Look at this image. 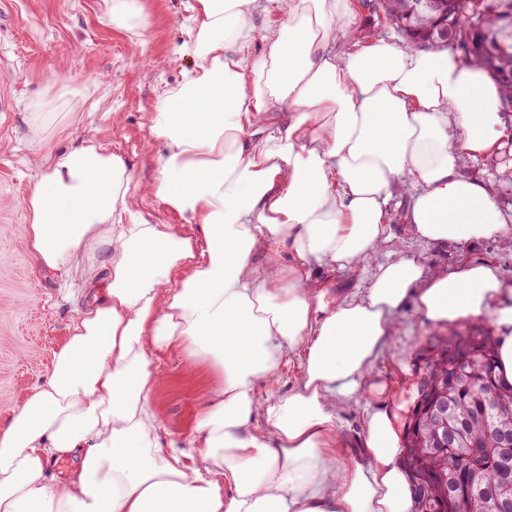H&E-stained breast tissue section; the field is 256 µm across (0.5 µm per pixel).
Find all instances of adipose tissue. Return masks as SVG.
<instances>
[{"mask_svg":"<svg viewBox=\"0 0 512 512\" xmlns=\"http://www.w3.org/2000/svg\"><path fill=\"white\" fill-rule=\"evenodd\" d=\"M103 4L142 45L137 0ZM270 9L277 20L256 22ZM180 52L193 65L150 114L167 153L149 184L97 141L48 150L72 106L64 96L30 106L40 164L21 234L39 265L97 294L0 428V512H413L393 419L370 415L364 458L347 465L337 408L409 302L437 327L493 316L512 384V279L484 262L432 273L387 261L364 293L317 317L303 266H363L390 238L397 191L426 243L512 242L492 184L456 171L459 154L512 141L503 88L442 49L360 44L347 0H196ZM138 195L182 226L152 223L132 207ZM173 348L217 358L224 374L184 445L161 442L155 409V358ZM288 348L304 358L293 389L261 393ZM62 457L74 477L47 481Z\"/></svg>","mask_w":512,"mask_h":512,"instance_id":"1","label":"adipose tissue"}]
</instances>
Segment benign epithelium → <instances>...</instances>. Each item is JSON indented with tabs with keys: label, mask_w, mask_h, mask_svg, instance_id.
I'll return each mask as SVG.
<instances>
[{
	"label": "benign epithelium",
	"mask_w": 512,
	"mask_h": 512,
	"mask_svg": "<svg viewBox=\"0 0 512 512\" xmlns=\"http://www.w3.org/2000/svg\"><path fill=\"white\" fill-rule=\"evenodd\" d=\"M477 13L469 30L460 31L451 24L455 0H403L395 11L404 17L402 27L407 39L422 48L445 44L459 50L462 55H476L483 66L499 81L512 84V68L506 65V53L512 45V0H476ZM493 16L498 21L496 30L486 29L485 20ZM493 362L471 348L461 349L451 368L448 380L456 383L465 379L478 386L485 398L495 402L496 410L509 409L511 403L502 398L503 391L492 379ZM448 395L435 388L430 367L417 379V399L411 413L407 431L412 439L422 440L430 452L457 448L463 440L461 430L448 420ZM493 447L481 443L467 445V451L457 456L449 470L426 472L421 457L413 448L403 451L402 464L413 476V490L417 498L428 503L429 488L441 480L448 481V491L429 507L433 512H464L470 500V490L477 471L473 460L484 458L501 475V490L495 507L506 509L512 504L508 496L512 483V430L487 421Z\"/></svg>",
	"instance_id": "7a95c632"
}]
</instances>
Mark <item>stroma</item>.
I'll return each mask as SVG.
<instances>
[{"mask_svg": "<svg viewBox=\"0 0 512 512\" xmlns=\"http://www.w3.org/2000/svg\"><path fill=\"white\" fill-rule=\"evenodd\" d=\"M191 2L139 0L150 26L144 44L134 48L126 33L105 23L102 0H0V426L47 378L75 309L87 300L80 280L40 268L17 230L26 221L23 198L38 167L28 146L29 106L53 82L68 84L76 120L67 136L50 141V149L69 151L95 139L123 158L134 181L152 182L166 149L151 134L148 116L192 65L179 51L188 38ZM510 167L508 149L496 158L459 160L463 176L495 181V201L507 212L512 211ZM389 207L391 238L376 262L415 260L432 271L491 262L512 278V244L496 238L461 248L428 244L404 223L405 198L394 197ZM307 271L315 304L328 311L368 286L359 268L313 261ZM452 333L425 323L411 305L395 318L368 378L338 414L345 463L360 462L370 413L390 412L397 431L405 432L426 351L437 337ZM157 366L164 377L155 400L159 420L171 437L188 439L223 373L214 358L190 362L175 352L160 354Z\"/></svg>", "mask_w": 512, "mask_h": 512, "instance_id": "stroma-1", "label": "stroma"}]
</instances>
